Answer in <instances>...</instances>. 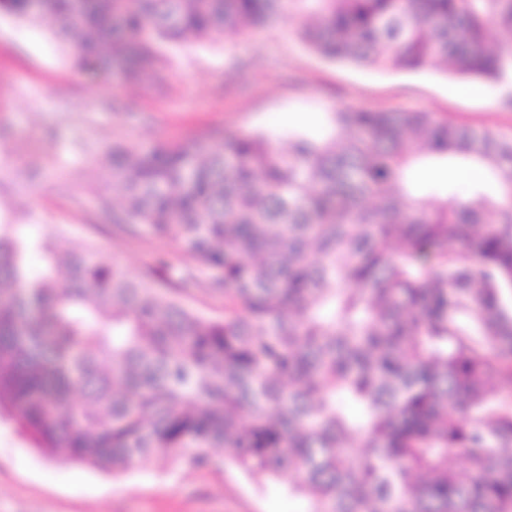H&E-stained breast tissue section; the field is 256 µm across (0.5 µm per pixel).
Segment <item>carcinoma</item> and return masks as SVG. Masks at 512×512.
Here are the masks:
<instances>
[{"instance_id": "obj_1", "label": "carcinoma", "mask_w": 512, "mask_h": 512, "mask_svg": "<svg viewBox=\"0 0 512 512\" xmlns=\"http://www.w3.org/2000/svg\"><path fill=\"white\" fill-rule=\"evenodd\" d=\"M306 12L329 61L512 79V0H0L74 37L73 66L151 88L157 42L235 38ZM495 22L503 39L490 43ZM325 139L232 129L107 150L115 228L143 227L216 272L208 316L91 243L0 231V416L52 460L125 472L210 449L288 481L307 512H512V140L430 112L340 109ZM474 160L466 197L406 181ZM362 443L352 459L346 449ZM460 454L465 471L448 466Z\"/></svg>"}]
</instances>
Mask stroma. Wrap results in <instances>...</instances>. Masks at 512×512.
Here are the masks:
<instances>
[{
	"mask_svg": "<svg viewBox=\"0 0 512 512\" xmlns=\"http://www.w3.org/2000/svg\"><path fill=\"white\" fill-rule=\"evenodd\" d=\"M298 12L234 41L166 43L167 89L142 93L113 76L77 72L68 40L46 24L0 12V224L13 235L55 233L94 240L105 259L139 268L166 253L167 276L197 270L150 233L112 231L97 193L107 185L106 149L121 140L147 148L233 127L323 138L341 108L430 112L512 139V82L463 79L436 67L383 70L322 59L298 34ZM188 470L155 462L121 474L47 458L0 419V512H305L283 481L257 482L220 465Z\"/></svg>",
	"mask_w": 512,
	"mask_h": 512,
	"instance_id": "1",
	"label": "stroma"
}]
</instances>
